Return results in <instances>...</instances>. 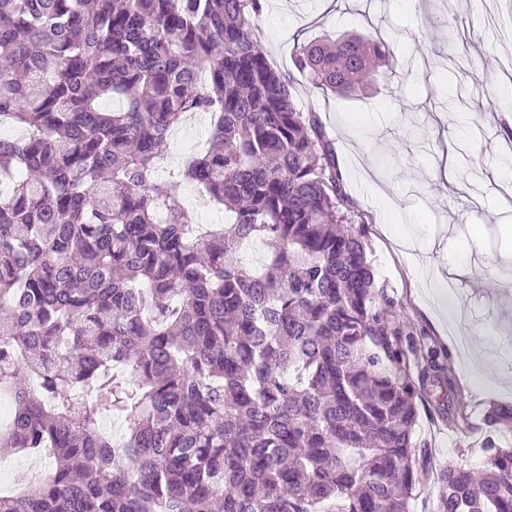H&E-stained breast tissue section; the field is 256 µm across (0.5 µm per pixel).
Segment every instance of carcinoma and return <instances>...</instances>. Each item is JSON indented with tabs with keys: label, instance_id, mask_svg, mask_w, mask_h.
<instances>
[{
	"label": "carcinoma",
	"instance_id": "1",
	"mask_svg": "<svg viewBox=\"0 0 512 512\" xmlns=\"http://www.w3.org/2000/svg\"><path fill=\"white\" fill-rule=\"evenodd\" d=\"M263 0H0V452L54 466L0 512H409L419 452L403 328L317 109L255 36ZM394 46L311 43L347 95ZM117 106L110 111L103 100ZM216 114L185 179L233 221L191 234L157 161ZM252 240L276 250L242 264ZM127 423L113 445L105 416ZM491 424L512 434V406ZM437 474L436 512H512V443Z\"/></svg>",
	"mask_w": 512,
	"mask_h": 512
}]
</instances>
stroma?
I'll return each mask as SVG.
<instances>
[{
    "label": "stroma",
    "mask_w": 512,
    "mask_h": 512,
    "mask_svg": "<svg viewBox=\"0 0 512 512\" xmlns=\"http://www.w3.org/2000/svg\"><path fill=\"white\" fill-rule=\"evenodd\" d=\"M374 30L400 40L363 96L323 94L295 72L301 45ZM258 39L273 66L291 73L299 104L316 103L375 275L406 326L420 394L414 437L427 469L409 507L435 512L437 474L449 465L484 472L488 415L512 406V385L500 381L512 378V216L500 193L512 184V154L494 109L512 102L501 68L512 58V0H352L337 15L322 12L321 0H265ZM211 122L176 127L154 174L159 189L180 181L191 209L201 191L180 175ZM443 126L456 135L457 189L431 179ZM452 264L471 273L450 300L439 285Z\"/></svg>",
    "instance_id": "obj_1"
}]
</instances>
